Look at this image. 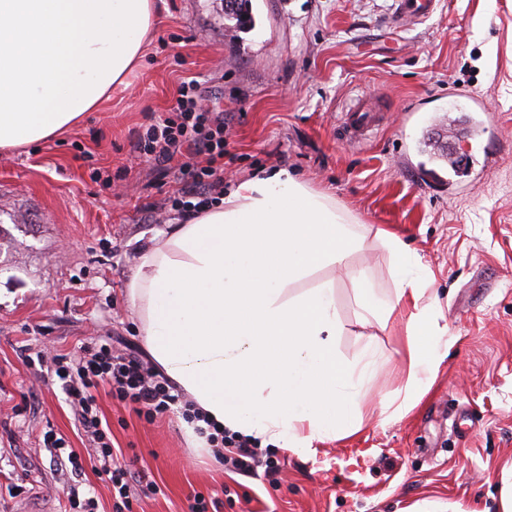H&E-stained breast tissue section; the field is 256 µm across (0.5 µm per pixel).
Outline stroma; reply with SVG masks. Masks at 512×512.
Here are the masks:
<instances>
[{"label":"stroma","mask_w":512,"mask_h":512,"mask_svg":"<svg viewBox=\"0 0 512 512\" xmlns=\"http://www.w3.org/2000/svg\"><path fill=\"white\" fill-rule=\"evenodd\" d=\"M156 5L127 88L58 137L0 153V512H67L74 483L112 512L63 394L25 358L103 340L142 350L125 283L139 249L180 218L160 208L174 179L133 145L191 79L231 118L225 184L288 169L419 255L446 355L397 413L404 330L362 318L359 275L395 291L387 248L367 238L290 289L333 282L338 357L351 363L370 341L385 360L358 431L310 453L276 449L279 473L250 478L196 447L179 414L149 424L98 395L113 444L158 486H132V512H188L194 491L217 512H495L512 464V0H435L401 29L389 23L397 0H251L252 28L234 33L224 0ZM360 95L382 126L351 142L343 113ZM50 427L84 455L83 476L40 448Z\"/></svg>","instance_id":"obj_1"}]
</instances>
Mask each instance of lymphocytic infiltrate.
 <instances>
[{
  "label": "lymphocytic infiltrate",
  "instance_id": "obj_1",
  "mask_svg": "<svg viewBox=\"0 0 512 512\" xmlns=\"http://www.w3.org/2000/svg\"><path fill=\"white\" fill-rule=\"evenodd\" d=\"M227 128L223 113L207 107L198 82L191 80L182 83L169 112L156 118L137 140L136 148L148 162L161 173H173L179 181V189L165 204L183 217L193 216L224 195ZM37 361L48 364L78 427L92 443L96 471L114 493V512H128L135 473L130 464L116 461L112 431L97 408L96 392L105 391L149 423L176 409L189 423L207 419L149 361L115 351L111 344L84 347L73 357L41 353ZM207 439L213 457L234 473L249 476L260 468L269 476L279 469L272 453L248 437L224 431L208 434Z\"/></svg>",
  "mask_w": 512,
  "mask_h": 512
}]
</instances>
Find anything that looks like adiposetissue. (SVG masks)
Masks as SVG:
<instances>
[{"instance_id": "adipose-tissue-1", "label": "adipose tissue", "mask_w": 512, "mask_h": 512, "mask_svg": "<svg viewBox=\"0 0 512 512\" xmlns=\"http://www.w3.org/2000/svg\"><path fill=\"white\" fill-rule=\"evenodd\" d=\"M154 20L155 0H0V151L71 129L126 86ZM370 235L392 256L395 293L380 297L363 277L360 298L380 325L395 314L404 323L399 410L409 412L443 359L437 309L421 303L429 283L419 256L284 168L237 182L140 250L125 294L143 346L220 428L300 451L353 433L382 363L370 345L356 364L337 357L332 283L294 297L288 289Z\"/></svg>"}]
</instances>
